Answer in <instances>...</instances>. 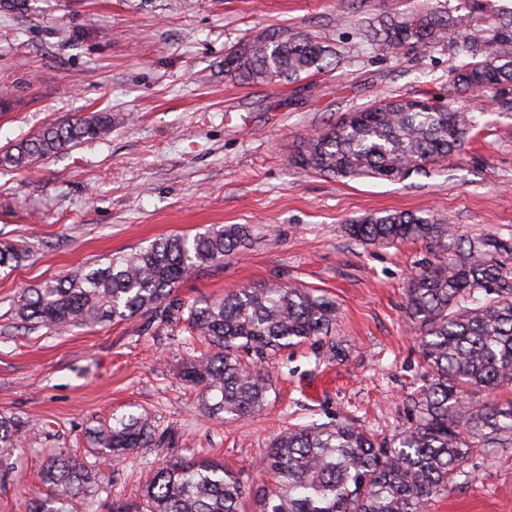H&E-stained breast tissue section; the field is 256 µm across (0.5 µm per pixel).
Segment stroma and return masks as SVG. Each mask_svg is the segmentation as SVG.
<instances>
[{"instance_id":"stroma-1","label":"stroma","mask_w":512,"mask_h":512,"mask_svg":"<svg viewBox=\"0 0 512 512\" xmlns=\"http://www.w3.org/2000/svg\"><path fill=\"white\" fill-rule=\"evenodd\" d=\"M405 0H29L0 8V86L17 109L0 113V148L91 112L121 116L108 135L20 172H0V247L30 256L0 268V414L26 423L24 449L0 457V512H26L45 449L95 457L89 512L140 500L154 471L178 459L222 462L244 484L268 482L260 462L291 426L354 418L392 440L424 369L405 293L434 244L363 245L346 224L385 211L428 212L458 237H494L512 277V112L454 94L447 47L385 56L361 42L368 18ZM316 34L341 62L297 83L224 76L237 42L274 29ZM441 96L472 110L462 152L398 181L339 180L294 167L300 139L345 111L402 95ZM244 224L247 248L181 281L178 304L266 282L333 298L329 336L262 364V415L227 423L179 377L190 355L171 326L137 317L58 333L21 328L23 288L106 266L171 234ZM148 415L169 444L125 459L94 456L91 436L113 414ZM447 494L425 512H512V447L476 448Z\"/></svg>"}]
</instances>
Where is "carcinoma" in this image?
Masks as SVG:
<instances>
[{"label": "carcinoma", "instance_id": "1", "mask_svg": "<svg viewBox=\"0 0 512 512\" xmlns=\"http://www.w3.org/2000/svg\"><path fill=\"white\" fill-rule=\"evenodd\" d=\"M383 55L426 53L448 43L449 84L457 92L492 94L512 111V6L464 0L453 15L437 8H407L364 29ZM340 57L306 31L262 33L238 42L224 56V76L246 83L296 82L326 70ZM477 116L452 107L392 97L341 114L336 123L303 138L293 165L336 179L396 181L460 152ZM112 131V113L92 112L0 149V170L21 171ZM364 245L405 240L434 242L448 252L416 274L406 309L417 327L428 379L409 399L412 415L389 446L351 419L294 427L275 438L261 463L269 481L256 493L255 512H424L448 492L473 448L512 446V403L473 406L472 392L512 384V284L500 267L474 256L505 248L488 238L460 241L447 224L412 212L375 213L348 226ZM249 227H213L192 238L169 235L110 260L104 268L45 281L22 291L15 316L24 329L66 330L140 317L167 323L185 318L212 352L190 359L183 379L203 390L212 413L236 420L266 407V375L244 356H264L330 334L336 303L296 285L239 288L218 300L175 305L181 279L218 264L250 241ZM27 252L0 248V268L18 266ZM24 422L0 415V456L22 448ZM150 420L126 413L94 432L99 455L121 457L162 445ZM95 463L61 452L43 464V488L29 493L27 512H79ZM251 492L223 465L170 461L157 468L144 502L112 512H245Z\"/></svg>", "mask_w": 512, "mask_h": 512}]
</instances>
